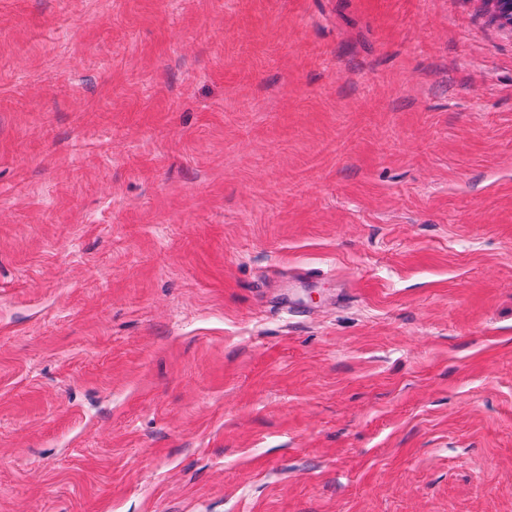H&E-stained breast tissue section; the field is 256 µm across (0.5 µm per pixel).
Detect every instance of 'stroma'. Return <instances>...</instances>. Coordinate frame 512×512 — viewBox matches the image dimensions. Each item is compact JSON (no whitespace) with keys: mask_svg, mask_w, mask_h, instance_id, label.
Listing matches in <instances>:
<instances>
[{"mask_svg":"<svg viewBox=\"0 0 512 512\" xmlns=\"http://www.w3.org/2000/svg\"><path fill=\"white\" fill-rule=\"evenodd\" d=\"M0 512H512L485 0H0Z\"/></svg>","mask_w":512,"mask_h":512,"instance_id":"stroma-1","label":"stroma"}]
</instances>
